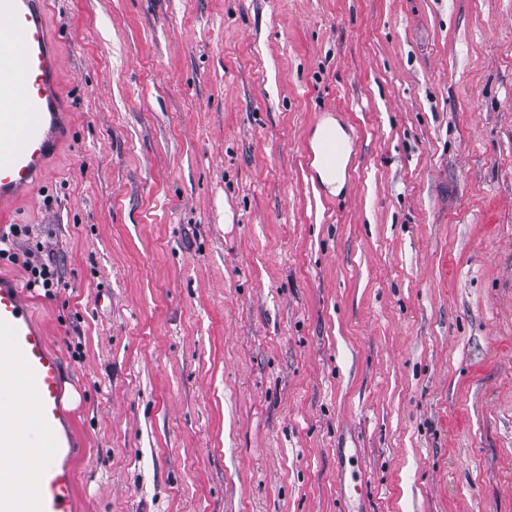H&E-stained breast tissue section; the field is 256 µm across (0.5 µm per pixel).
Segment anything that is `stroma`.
Wrapping results in <instances>:
<instances>
[{
	"label": "stroma",
	"instance_id": "1",
	"mask_svg": "<svg viewBox=\"0 0 512 512\" xmlns=\"http://www.w3.org/2000/svg\"><path fill=\"white\" fill-rule=\"evenodd\" d=\"M46 13L69 131L8 221L83 512H512V0ZM24 260L22 267L28 273V288H43L46 293L51 292V288H58L59 278L57 271L46 263L38 260L35 253L30 251L23 252Z\"/></svg>",
	"mask_w": 512,
	"mask_h": 512
}]
</instances>
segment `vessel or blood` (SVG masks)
Listing matches in <instances>:
<instances>
[{
  "instance_id": "vessel-or-blood-1",
  "label": "vessel or blood",
  "mask_w": 512,
  "mask_h": 512,
  "mask_svg": "<svg viewBox=\"0 0 512 512\" xmlns=\"http://www.w3.org/2000/svg\"><path fill=\"white\" fill-rule=\"evenodd\" d=\"M0 215L18 203L57 153L64 135L62 55L48 30L45 0H0ZM48 329L20 285L0 277V390L22 405H0V512H78L75 464L81 442L64 406L63 370ZM39 430L52 442L32 465L36 492L21 496L8 474L29 455Z\"/></svg>"
}]
</instances>
